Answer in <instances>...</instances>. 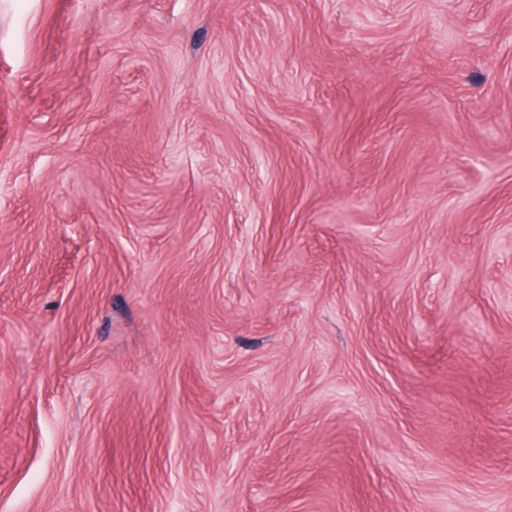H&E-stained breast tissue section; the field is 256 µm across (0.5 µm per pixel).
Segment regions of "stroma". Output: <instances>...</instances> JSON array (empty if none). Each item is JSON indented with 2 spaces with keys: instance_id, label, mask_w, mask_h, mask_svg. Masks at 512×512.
Returning a JSON list of instances; mask_svg holds the SVG:
<instances>
[{
  "instance_id": "35a3bbf8",
  "label": "stroma",
  "mask_w": 512,
  "mask_h": 512,
  "mask_svg": "<svg viewBox=\"0 0 512 512\" xmlns=\"http://www.w3.org/2000/svg\"><path fill=\"white\" fill-rule=\"evenodd\" d=\"M0 512H512V0H0Z\"/></svg>"
}]
</instances>
